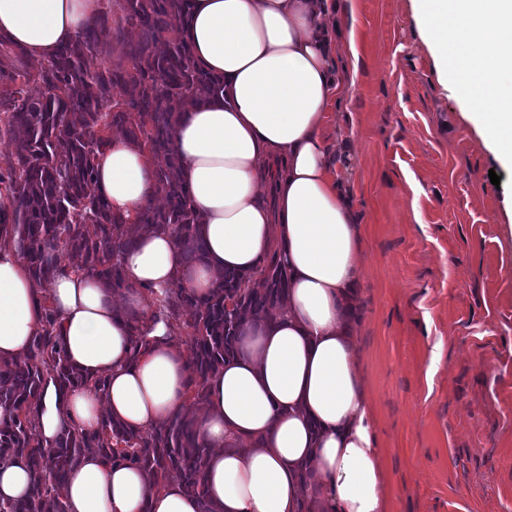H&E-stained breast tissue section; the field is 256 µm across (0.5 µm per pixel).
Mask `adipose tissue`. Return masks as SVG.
<instances>
[{"mask_svg": "<svg viewBox=\"0 0 512 512\" xmlns=\"http://www.w3.org/2000/svg\"><path fill=\"white\" fill-rule=\"evenodd\" d=\"M112 0H0V41L44 62ZM339 0H189L181 30L197 65L224 83L187 105L176 131L179 176L200 218L206 252L186 264L174 237L143 230L120 261L130 309L141 312L134 349L121 309L95 275L65 269L41 291L0 249V360L26 354L57 312L70 363L105 378V392L47 384L37 402L44 445L93 432L103 415L146 432L187 406L192 366L156 308L166 289L209 295L224 271L256 274L277 256L288 290L271 318L245 320L239 352L209 381L198 435L211 448L207 488L220 512H387L376 419L357 363V255L363 229L328 118L353 81L331 65L355 50L334 29ZM95 190L130 219L152 204L155 160L113 136L95 157ZM68 512H200L176 480L154 487L131 464L87 452L62 488Z\"/></svg>", "mask_w": 512, "mask_h": 512, "instance_id": "1", "label": "adipose tissue"}]
</instances>
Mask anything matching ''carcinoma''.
Returning a JSON list of instances; mask_svg holds the SVG:
<instances>
[{"instance_id": "carcinoma-1", "label": "carcinoma", "mask_w": 512, "mask_h": 512, "mask_svg": "<svg viewBox=\"0 0 512 512\" xmlns=\"http://www.w3.org/2000/svg\"><path fill=\"white\" fill-rule=\"evenodd\" d=\"M115 2L117 21L101 15L34 70L23 51L0 50V134L21 130L0 184L12 197L7 219L15 255L38 285L62 270L57 256L64 249L77 268L96 274L113 293L123 292L129 283L118 255L148 227L170 232L188 261L204 255L172 143L186 105L222 94L224 84L196 67L181 36L188 0ZM114 42L122 61L109 66L100 55ZM114 130L158 160L157 190L166 198L165 206L148 207L132 222L115 216L92 191L95 154ZM261 281L259 288L251 278L226 271L207 297L175 288L159 304V313L187 329L192 343L187 394L194 406L205 404L209 377L238 351L241 322L266 318L286 294L287 275L276 257L262 269ZM42 310V329L29 352L0 361V466L23 458L37 475L27 496L1 501L0 512H67L62 487L90 450L113 464L140 467L156 487L175 477L200 501L202 512H217L205 485L211 448L198 441L195 413L184 412L146 433L105 415L98 431L69 430L55 447H43L35 418L42 388L50 381L63 389L85 380L67 361L55 311L46 302Z\"/></svg>"}]
</instances>
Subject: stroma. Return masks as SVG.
<instances>
[{"mask_svg":"<svg viewBox=\"0 0 512 512\" xmlns=\"http://www.w3.org/2000/svg\"><path fill=\"white\" fill-rule=\"evenodd\" d=\"M340 24L359 55L329 130L365 230L356 336L390 512H512V170L441 85L413 0H342Z\"/></svg>","mask_w":512,"mask_h":512,"instance_id":"35a3bbf8","label":"stroma"}]
</instances>
